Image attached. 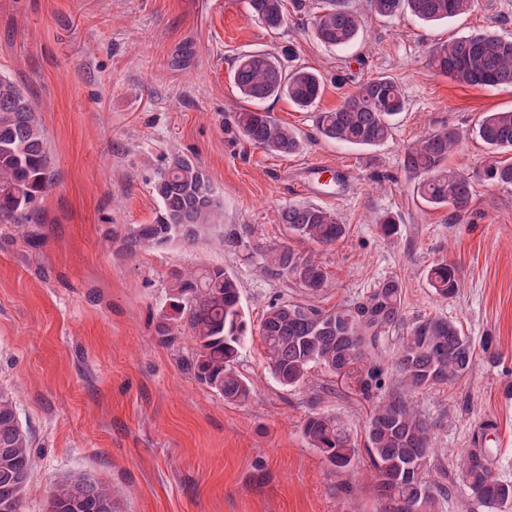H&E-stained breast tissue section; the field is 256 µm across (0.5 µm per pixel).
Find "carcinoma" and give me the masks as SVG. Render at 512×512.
<instances>
[{
  "label": "carcinoma",
  "mask_w": 512,
  "mask_h": 512,
  "mask_svg": "<svg viewBox=\"0 0 512 512\" xmlns=\"http://www.w3.org/2000/svg\"><path fill=\"white\" fill-rule=\"evenodd\" d=\"M370 12L393 19L409 13L424 22H439L464 14L475 0H367ZM249 13L270 31L287 26L284 0H247ZM363 15L347 0H322L313 26L317 40L344 48L356 42ZM429 64L439 75L472 87L512 86V39L491 32L471 33L439 41L429 51ZM232 79L249 100L261 103L285 96L300 109L314 106L324 83L315 71L287 70L269 53L238 58ZM406 106L401 86L379 75L362 82L332 111L315 117L327 139L372 147L392 136L391 117ZM232 124L246 142L278 155L302 151L301 134L269 112L245 110L233 114ZM495 151H512V110L484 112L472 128ZM465 136L458 127L443 125L408 148L404 169L417 179V195L433 207H448L456 220L469 214L473 186L464 172L451 169L448 157ZM487 179L512 184V162L496 161L485 170ZM55 184V173L39 108L13 79L0 75V224L14 227L16 236L37 242L30 229L32 206ZM158 209L151 222L135 224L115 236L128 256L146 247L189 245L201 232L220 222L222 205L207 171L186 154L174 151L152 181ZM288 233L315 250L302 253L288 244H267L251 224L232 229L225 243L241 251L259 275L291 281L301 296L271 303L259 324V337L273 377L284 387L308 384L320 367L356 386L370 411L364 443L336 415L313 412L302 424L308 445L318 450L338 472L353 467L365 449L378 478L380 512H440L452 490L432 472L434 431L414 407L411 396L466 377L475 365L471 337L439 315L404 322L402 285L386 278L354 304L322 307L329 277L317 251L336 245L346 234L338 216L314 204H290L280 211ZM165 306L155 325L158 341L171 345L182 335L193 342L184 359L196 379L229 403L245 402L252 383L236 369L239 350L252 335L234 276L222 268L175 267L169 272ZM427 280L441 299L455 297L460 288L455 266L442 261L427 270ZM398 337L391 366L394 381L385 385L382 343ZM34 466L29 432L16 403L0 389V512H24L23 502ZM460 485L471 512H512V483L491 471L488 449L474 448L459 463ZM110 489L71 474L53 481L45 512H113Z\"/></svg>",
  "instance_id": "carcinoma-1"
}]
</instances>
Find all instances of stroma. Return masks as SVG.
Here are the masks:
<instances>
[{
	"label": "stroma",
	"mask_w": 512,
	"mask_h": 512,
	"mask_svg": "<svg viewBox=\"0 0 512 512\" xmlns=\"http://www.w3.org/2000/svg\"><path fill=\"white\" fill-rule=\"evenodd\" d=\"M287 2L292 21L273 34L246 0H0V73L41 105L58 177L35 204L40 246L0 224V388L12 393L35 453L25 512H43L64 472L108 485L117 512H376L367 457L334 472L301 433L314 411L362 433L368 405L340 379L317 369L306 386L283 387L255 335L237 363L255 392L230 404L182 363L189 337L165 346L154 332L177 266L235 276L254 326L272 301L297 295L292 283L257 275L224 236L250 224L267 241H286L279 213L302 203L347 226L320 255L332 281L325 307L395 277L406 320L445 316L471 337L472 371L413 403L434 427L433 465L449 481L462 453L486 448L495 476L512 483V185L483 179L498 154L471 132L481 113L512 109V87L462 86L428 66L439 40L512 38V0H475L436 24L370 16L346 49L326 48L294 23L312 17L318 0ZM287 48L290 65L318 72L324 91L309 110L283 97L263 102L304 140L300 153L280 156L234 138L224 120L252 106L231 81L237 58ZM381 73L407 100L388 141L357 148L317 132L316 113ZM444 124L466 132L451 158L473 183L472 216L460 223L427 206L402 165L408 147ZM173 148L207 171L223 222L192 244L126 256L108 235L152 220L150 183ZM319 163L341 175L339 186L322 185ZM385 215L396 234H382ZM442 260L455 263L462 285L445 301L425 277Z\"/></svg>",
	"instance_id": "stroma-1"
}]
</instances>
